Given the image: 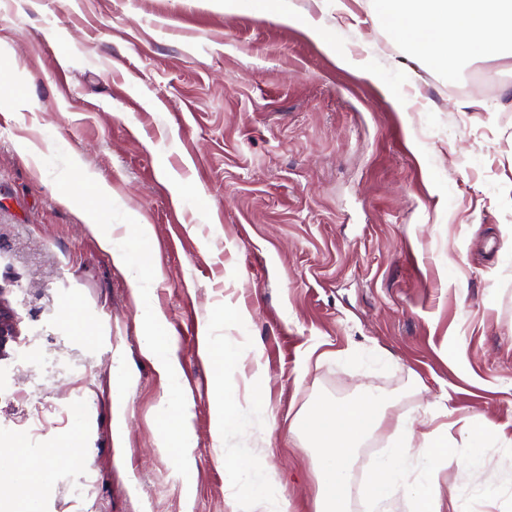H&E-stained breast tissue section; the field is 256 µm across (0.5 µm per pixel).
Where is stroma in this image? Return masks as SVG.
I'll list each match as a JSON object with an SVG mask.
<instances>
[{"label": "stroma", "mask_w": 512, "mask_h": 512, "mask_svg": "<svg viewBox=\"0 0 512 512\" xmlns=\"http://www.w3.org/2000/svg\"><path fill=\"white\" fill-rule=\"evenodd\" d=\"M255 2L0 0V302L19 328L0 351V469L70 439L79 457L48 467L32 512H252L225 469L243 457L288 512H315L317 452L288 425L371 392L382 444L398 419L415 448L438 432L442 498L490 477L473 512H512V59L451 78L377 0H283L319 40ZM479 74L493 90L464 106L448 85ZM110 222L151 227L131 251L176 395L142 355ZM223 347L237 357L219 378ZM257 383L266 414L217 434ZM164 407L191 424L188 471Z\"/></svg>", "instance_id": "1"}]
</instances>
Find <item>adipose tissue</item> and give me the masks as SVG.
Instances as JSON below:
<instances>
[{
  "label": "adipose tissue",
  "mask_w": 512,
  "mask_h": 512,
  "mask_svg": "<svg viewBox=\"0 0 512 512\" xmlns=\"http://www.w3.org/2000/svg\"><path fill=\"white\" fill-rule=\"evenodd\" d=\"M380 4L384 18L409 37L415 56L439 69H454L475 52L493 58L512 55V0H380ZM147 321L143 354L166 389L176 390L182 371L169 342L157 332L160 316L148 314ZM384 421L380 397L369 394L352 403L313 405L290 423L289 433L314 440L320 450L317 512H345L353 453ZM408 456L406 443H394L375 461L366 494L378 506L400 491L414 497L422 512H435V444L427 439L419 449L418 475H411ZM233 472L249 485L261 512H286V501L272 475L259 474L243 462L234 465Z\"/></svg>",
  "instance_id": "adipose-tissue-1"
}]
</instances>
